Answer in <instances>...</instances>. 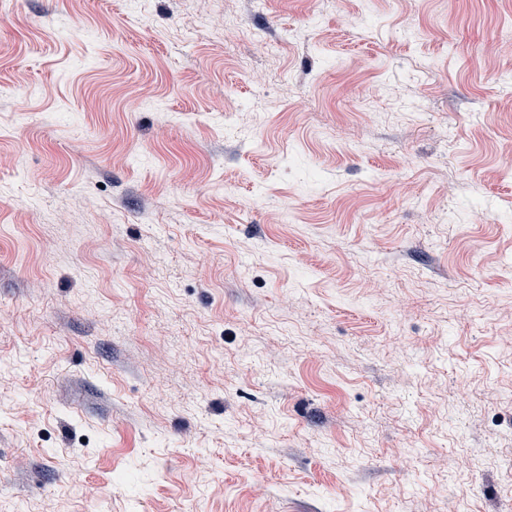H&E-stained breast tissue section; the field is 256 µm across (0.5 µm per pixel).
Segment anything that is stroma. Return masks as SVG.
I'll return each mask as SVG.
<instances>
[{"label":"stroma","instance_id":"1","mask_svg":"<svg viewBox=\"0 0 512 512\" xmlns=\"http://www.w3.org/2000/svg\"><path fill=\"white\" fill-rule=\"evenodd\" d=\"M148 6H0V512H512V0Z\"/></svg>","mask_w":512,"mask_h":512}]
</instances>
